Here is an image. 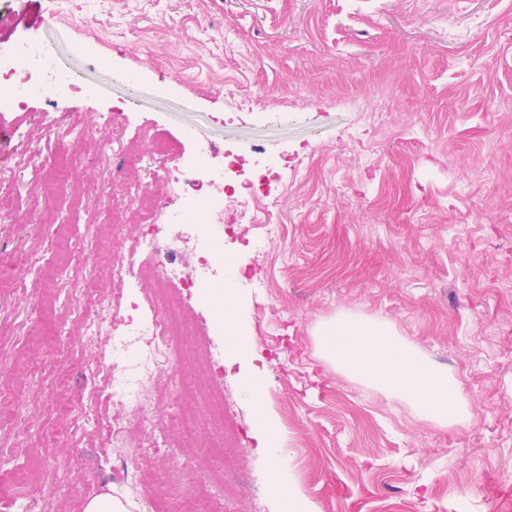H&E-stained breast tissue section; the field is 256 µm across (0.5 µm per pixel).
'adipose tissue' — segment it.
<instances>
[{
  "instance_id": "1",
  "label": "adipose tissue",
  "mask_w": 512,
  "mask_h": 512,
  "mask_svg": "<svg viewBox=\"0 0 512 512\" xmlns=\"http://www.w3.org/2000/svg\"><path fill=\"white\" fill-rule=\"evenodd\" d=\"M224 303V330L233 361L238 362L246 393L258 406L257 448L270 463L269 478L281 512H317L299 486L285 452L287 434L276 414L260 404L264 389L260 355L250 337L241 335L236 317L238 291L232 281L214 289ZM316 339L319 357L388 398L407 404L420 416L448 428L462 422L467 400L447 372L434 367L414 345L400 339L389 324L348 311L322 324Z\"/></svg>"
}]
</instances>
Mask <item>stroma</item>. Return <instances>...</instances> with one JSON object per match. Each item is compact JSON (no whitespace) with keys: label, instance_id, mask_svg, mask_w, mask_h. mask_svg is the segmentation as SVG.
Listing matches in <instances>:
<instances>
[{"label":"stroma","instance_id":"1","mask_svg":"<svg viewBox=\"0 0 512 512\" xmlns=\"http://www.w3.org/2000/svg\"><path fill=\"white\" fill-rule=\"evenodd\" d=\"M25 53L65 67L84 94L0 111L12 131L0 174V512H82L120 499L111 432L78 409L106 369L81 328L83 288L140 233L131 188L157 162L127 144L149 127L187 162L170 203L200 200L225 151L276 165L265 224L225 197L234 237L164 224L158 262L187 236L229 256L237 316L265 360L264 401L288 434L295 474L319 512H512V0H12ZM275 239L255 246L265 225ZM185 360L213 350L224 417L192 409L201 434L236 442L200 458L157 448L172 483L191 462L197 489L224 475L221 512H279L254 436L255 406L227 367L207 283L186 299ZM354 310L390 323L448 370L469 405L439 428L316 355L314 331Z\"/></svg>","mask_w":512,"mask_h":512}]
</instances>
